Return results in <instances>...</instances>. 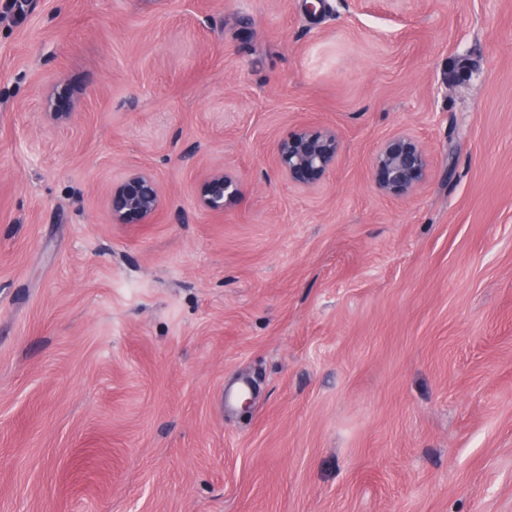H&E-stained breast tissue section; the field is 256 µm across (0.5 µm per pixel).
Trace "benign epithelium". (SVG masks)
I'll list each match as a JSON object with an SVG mask.
<instances>
[{
  "instance_id": "benign-epithelium-1",
  "label": "benign epithelium",
  "mask_w": 512,
  "mask_h": 512,
  "mask_svg": "<svg viewBox=\"0 0 512 512\" xmlns=\"http://www.w3.org/2000/svg\"><path fill=\"white\" fill-rule=\"evenodd\" d=\"M339 151L335 132L304 127L277 143L274 162L289 184L309 189L324 180L335 165ZM428 171L429 159L424 147L407 133L386 139L371 164L376 188L398 198L418 189ZM195 194L203 210L222 214L228 205L238 200L240 190L233 176L215 169L197 183ZM105 203L114 224H150L162 208L163 191L151 173L134 170L112 184Z\"/></svg>"
}]
</instances>
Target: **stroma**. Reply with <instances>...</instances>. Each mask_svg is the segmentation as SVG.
Here are the masks:
<instances>
[{
    "label": "stroma",
    "mask_w": 512,
    "mask_h": 512,
    "mask_svg": "<svg viewBox=\"0 0 512 512\" xmlns=\"http://www.w3.org/2000/svg\"><path fill=\"white\" fill-rule=\"evenodd\" d=\"M23 4L0 512H512V0ZM306 125L340 153L300 190L274 151ZM400 132L429 174L394 198L371 159ZM215 168L221 215L193 195ZM140 169L159 217L112 223ZM195 194L203 210L211 214H224L228 205L238 200L240 190L233 176L224 172V169H215L197 183ZM115 224H151L163 205L160 183L149 172L134 170L113 183L105 199Z\"/></svg>",
    "instance_id": "1"
}]
</instances>
